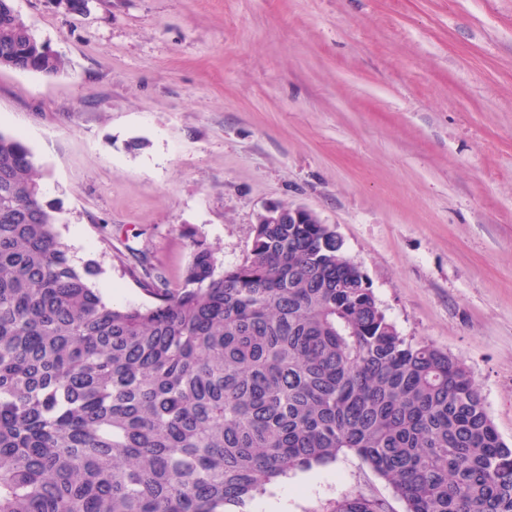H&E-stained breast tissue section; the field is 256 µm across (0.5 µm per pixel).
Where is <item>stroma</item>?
Returning <instances> with one entry per match:
<instances>
[{
    "label": "stroma",
    "instance_id": "1",
    "mask_svg": "<svg viewBox=\"0 0 512 512\" xmlns=\"http://www.w3.org/2000/svg\"><path fill=\"white\" fill-rule=\"evenodd\" d=\"M59 55L0 68V131L34 154L56 229L114 304H151L195 242L244 260L272 202L311 209L402 336L464 364L512 446V0H14ZM384 500L355 453L291 474L251 512Z\"/></svg>",
    "mask_w": 512,
    "mask_h": 512
}]
</instances>
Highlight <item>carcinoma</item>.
Returning <instances> with one entry per match:
<instances>
[{
  "mask_svg": "<svg viewBox=\"0 0 512 512\" xmlns=\"http://www.w3.org/2000/svg\"><path fill=\"white\" fill-rule=\"evenodd\" d=\"M0 0V59L64 66ZM0 132V512H247L351 451L404 512H512V448L462 363L402 336L328 224H257L244 262L195 243L178 288L114 306ZM332 512H387L347 492Z\"/></svg>",
  "mask_w": 512,
  "mask_h": 512,
  "instance_id": "obj_1",
  "label": "carcinoma"
}]
</instances>
